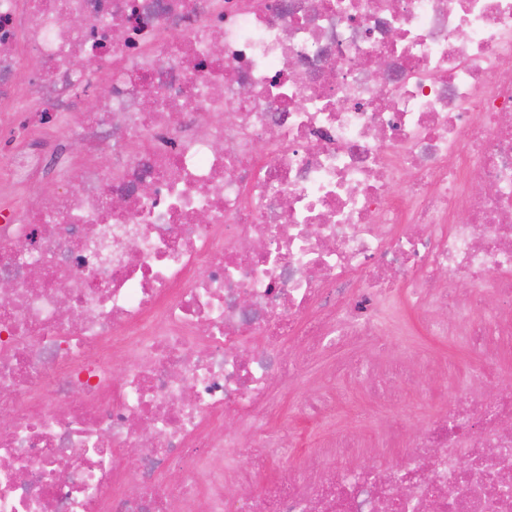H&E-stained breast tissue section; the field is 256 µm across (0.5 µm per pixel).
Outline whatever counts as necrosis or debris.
<instances>
[{
	"mask_svg": "<svg viewBox=\"0 0 512 512\" xmlns=\"http://www.w3.org/2000/svg\"><path fill=\"white\" fill-rule=\"evenodd\" d=\"M1 282L0 512H512V0H0ZM419 346L429 352H443L448 355L456 365L457 376L448 384L443 380L434 378L428 374H422V380L426 386H433L439 394L449 392L457 396H463L466 384V370L473 361L472 354L462 346L454 343L452 340H438L430 336H419ZM417 403V397L412 388L405 389L403 393V404L408 410L406 416V431L415 433L427 426V419L424 415L416 413L414 407Z\"/></svg>",
	"mask_w": 512,
	"mask_h": 512,
	"instance_id": "obj_1",
	"label": "necrosis or debris"
}]
</instances>
